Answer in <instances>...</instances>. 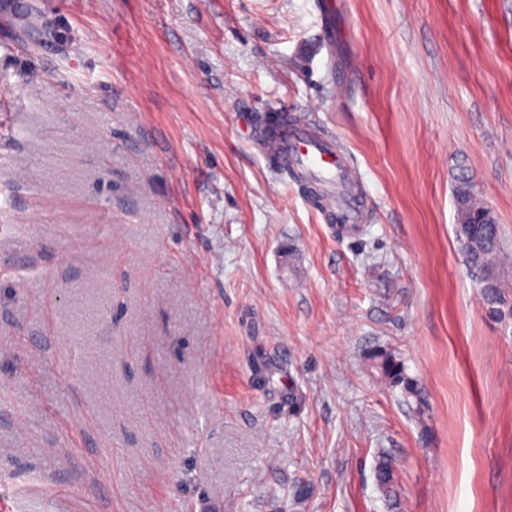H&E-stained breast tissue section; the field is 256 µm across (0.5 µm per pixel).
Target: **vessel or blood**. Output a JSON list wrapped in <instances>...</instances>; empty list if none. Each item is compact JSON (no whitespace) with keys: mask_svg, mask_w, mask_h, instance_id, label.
Masks as SVG:
<instances>
[{"mask_svg":"<svg viewBox=\"0 0 512 512\" xmlns=\"http://www.w3.org/2000/svg\"><path fill=\"white\" fill-rule=\"evenodd\" d=\"M260 140L274 167L294 170L336 194L330 219L340 224L362 222L365 200L351 188L352 164L333 135L283 108L276 125L265 130Z\"/></svg>","mask_w":512,"mask_h":512,"instance_id":"b4317fda","label":"vessel or blood"}]
</instances>
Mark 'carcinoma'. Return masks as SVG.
Instances as JSON below:
<instances>
[{
	"mask_svg": "<svg viewBox=\"0 0 512 512\" xmlns=\"http://www.w3.org/2000/svg\"><path fill=\"white\" fill-rule=\"evenodd\" d=\"M461 207L469 216H479L486 207L478 202L471 186H462L457 195ZM457 240L461 241L468 264L477 274L480 283V296L486 315L501 324L512 320V289L505 282L495 288L486 287V279L498 274L503 268L500 257L503 254V241L500 225L465 224L458 227ZM381 378L392 388L401 390L405 398L414 400L413 411L419 420L426 416V406L420 396L418 383L410 377L404 364L387 354L374 356Z\"/></svg>",
	"mask_w": 512,
	"mask_h": 512,
	"instance_id": "carcinoma-1",
	"label": "carcinoma"
}]
</instances>
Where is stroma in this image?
I'll use <instances>...</instances> for the list:
<instances>
[{"label": "stroma", "instance_id": "35a3bbf8", "mask_svg": "<svg viewBox=\"0 0 512 512\" xmlns=\"http://www.w3.org/2000/svg\"><path fill=\"white\" fill-rule=\"evenodd\" d=\"M335 2L0 4V512H512L456 238L468 182L512 256V0ZM280 107L363 223L266 161ZM288 112L281 108L276 125L261 133L266 158L279 170L292 169L329 189L335 195L330 220L360 224L366 204L351 188L352 163L346 153L333 135ZM376 367L381 378L392 388H399L405 398H412L415 407L413 411L419 420H424L426 416V406L420 396L418 383L410 377L404 364L396 360L391 355H374Z\"/></svg>", "mask_w": 512, "mask_h": 512}]
</instances>
